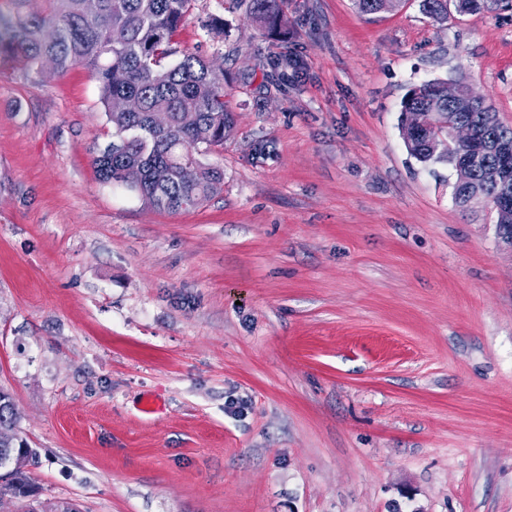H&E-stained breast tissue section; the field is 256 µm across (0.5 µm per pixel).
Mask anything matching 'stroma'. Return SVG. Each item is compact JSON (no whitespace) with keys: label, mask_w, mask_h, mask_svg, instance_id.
Wrapping results in <instances>:
<instances>
[{"label":"stroma","mask_w":512,"mask_h":512,"mask_svg":"<svg viewBox=\"0 0 512 512\" xmlns=\"http://www.w3.org/2000/svg\"><path fill=\"white\" fill-rule=\"evenodd\" d=\"M283 10L175 37L234 115L191 210L99 181L87 70L0 67V388L47 512H512V245L400 131L437 79L512 126V10Z\"/></svg>","instance_id":"1"}]
</instances>
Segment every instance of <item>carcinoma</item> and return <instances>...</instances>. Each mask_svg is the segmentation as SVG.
Wrapping results in <instances>:
<instances>
[{
	"instance_id": "cac0c4a2",
	"label": "carcinoma",
	"mask_w": 512,
	"mask_h": 512,
	"mask_svg": "<svg viewBox=\"0 0 512 512\" xmlns=\"http://www.w3.org/2000/svg\"><path fill=\"white\" fill-rule=\"evenodd\" d=\"M14 12L0 15V57L15 67L43 72L42 62L53 61L64 74L85 67L97 82L100 104L112 124V141L99 150L94 165L101 182L133 193L155 210L177 212L196 208L221 191L224 170L206 164L200 155L224 146L233 131L231 112L224 103V74L213 72L191 53H178L174 37L189 16L193 0H98L87 14L85 0H47L48 10L30 13L27 0H12ZM259 26L282 33L284 0H239ZM367 14L395 6L396 0H356ZM450 0H422L423 9L448 21ZM458 13L501 8L500 0H455ZM179 55L172 64L167 60ZM442 81L411 88L402 102V121L411 112H433L437 123L423 137L407 144L421 163L467 164L471 179L487 188L490 204L503 194L512 196V164L504 166L493 151L495 141L512 140V126L504 124L488 105L464 110L448 102ZM134 99L138 108L112 119L115 102ZM464 121L475 131L470 146L448 145V129ZM194 178L182 176L185 167ZM15 424L9 393L0 391V501L14 498L19 512H40L26 467L34 452L10 434Z\"/></svg>"
}]
</instances>
